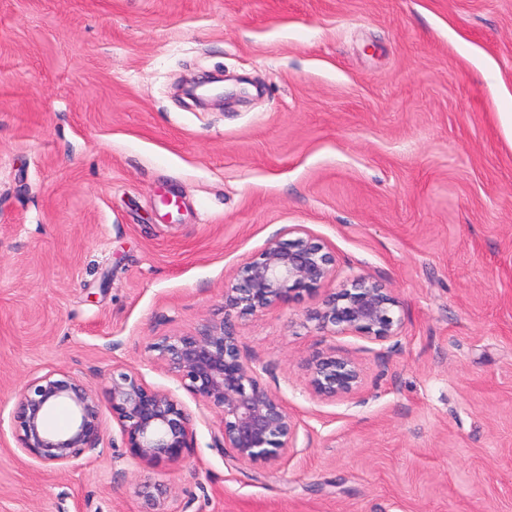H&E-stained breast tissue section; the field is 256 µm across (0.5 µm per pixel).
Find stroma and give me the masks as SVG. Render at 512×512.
Masks as SVG:
<instances>
[{"label":"stroma","instance_id":"35a3bbf8","mask_svg":"<svg viewBox=\"0 0 512 512\" xmlns=\"http://www.w3.org/2000/svg\"><path fill=\"white\" fill-rule=\"evenodd\" d=\"M244 100L195 106L219 73ZM512 0H0V512H512ZM302 228L336 256L315 292L238 323L298 423L240 463L151 346L219 318L224 286ZM350 275L392 288L398 343L318 329ZM354 359L321 401L306 366ZM171 392L179 467L103 436L49 472L18 389L112 370ZM308 382L312 394L320 400H348L363 385L358 364L349 357H314L307 365Z\"/></svg>","mask_w":512,"mask_h":512}]
</instances>
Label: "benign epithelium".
Segmentation results:
<instances>
[{
  "instance_id": "7a95c632",
  "label": "benign epithelium",
  "mask_w": 512,
  "mask_h": 512,
  "mask_svg": "<svg viewBox=\"0 0 512 512\" xmlns=\"http://www.w3.org/2000/svg\"><path fill=\"white\" fill-rule=\"evenodd\" d=\"M201 86L193 82L183 94L198 106L224 104V93L199 94ZM335 275L336 257L323 243L309 236L275 237L225 286L220 319L154 344L158 359L182 387L217 411L216 441L231 449L238 461H277L295 448L298 433L287 404L263 383L265 368L241 349L238 319L263 313L294 293L314 290ZM398 307L391 289L357 275L329 294L312 320L322 330L394 341L401 332ZM307 372L310 390L320 400H348L363 385L361 369L349 357L318 355L308 363ZM107 395L126 456L148 465L185 462L194 443V423L173 394L149 387L132 373L114 370ZM61 402L70 405L73 418L68 429L56 431L46 418ZM13 418L19 448L49 472L74 467L103 433L97 397L83 381L61 370L21 387Z\"/></svg>"
}]
</instances>
